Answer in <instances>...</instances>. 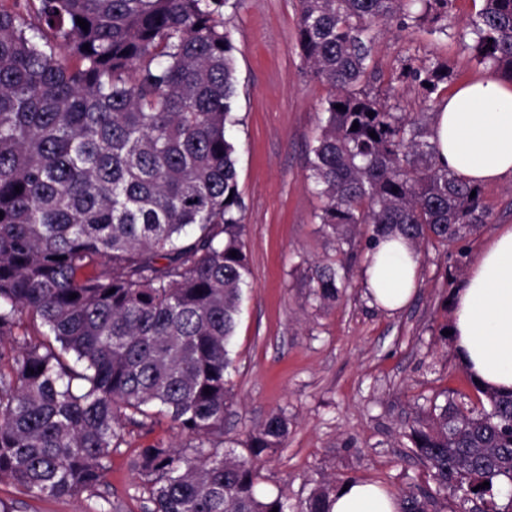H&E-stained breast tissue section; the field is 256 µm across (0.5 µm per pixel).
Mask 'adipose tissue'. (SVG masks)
<instances>
[{
  "instance_id": "ef3b65f1",
  "label": "adipose tissue",
  "mask_w": 512,
  "mask_h": 512,
  "mask_svg": "<svg viewBox=\"0 0 512 512\" xmlns=\"http://www.w3.org/2000/svg\"><path fill=\"white\" fill-rule=\"evenodd\" d=\"M432 142L460 178L486 185L512 178V83L488 72L462 83L441 103ZM421 256L395 235L365 256L361 275L370 304L394 313L412 299ZM458 356L481 385L512 390V225L479 252L452 301ZM398 498L373 483L351 482L331 497L330 512H400Z\"/></svg>"
}]
</instances>
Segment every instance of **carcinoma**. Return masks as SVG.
<instances>
[{
  "instance_id": "obj_1",
  "label": "carcinoma",
  "mask_w": 512,
  "mask_h": 512,
  "mask_svg": "<svg viewBox=\"0 0 512 512\" xmlns=\"http://www.w3.org/2000/svg\"><path fill=\"white\" fill-rule=\"evenodd\" d=\"M11 2L0 4V480L36 498L106 500L127 428L148 432L159 413L187 443L137 452L145 512H286L259 493L256 462L285 444L287 416L250 431L248 454L223 450L228 346L251 274L226 135L230 0ZM483 2L473 56L512 82V0ZM451 5L299 0L301 57L330 88L307 174L336 243L309 283L322 303L342 296L358 225L371 249L396 234L451 246L487 223L482 188L438 162L435 113L400 112L369 88L373 27L431 22L446 35ZM449 77L431 61L399 75L428 97ZM474 388L485 401L447 394L416 419L412 453L437 492L472 490L458 512L473 499L512 512V393ZM335 492L315 485L300 512H330ZM434 503L411 492L403 512Z\"/></svg>"
}]
</instances>
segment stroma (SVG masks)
Returning <instances> with one entry per match:
<instances>
[{
    "label": "stroma",
    "instance_id": "stroma-1",
    "mask_svg": "<svg viewBox=\"0 0 512 512\" xmlns=\"http://www.w3.org/2000/svg\"><path fill=\"white\" fill-rule=\"evenodd\" d=\"M480 0H453L451 36L397 23L375 29L373 92L396 93L401 111L438 108L455 87L482 74L458 30ZM297 0H238L224 13L236 46L237 98L232 134L244 203L251 274L243 289L229 350L235 400L224 418V448L244 453L248 431L270 414L291 420L284 447L260 462L262 494L284 495L289 507L317 482H369L395 494L435 485L407 438L420 409L454 392L474 396L452 336L449 302L469 265L502 225H512V181L483 188L490 216L479 231L453 246L422 244L418 291L403 310L370 305L360 275L339 302L319 307L308 297L315 265L334 244L315 219L322 205L306 179L330 89L310 78L297 47ZM448 64L452 75L432 96L398 75L403 64ZM181 443L168 420L152 431L132 430L112 455V497L121 512H144L140 480L130 461L153 442ZM0 501L17 512H103L100 499L34 498L7 479Z\"/></svg>",
    "mask_w": 512,
    "mask_h": 512
}]
</instances>
